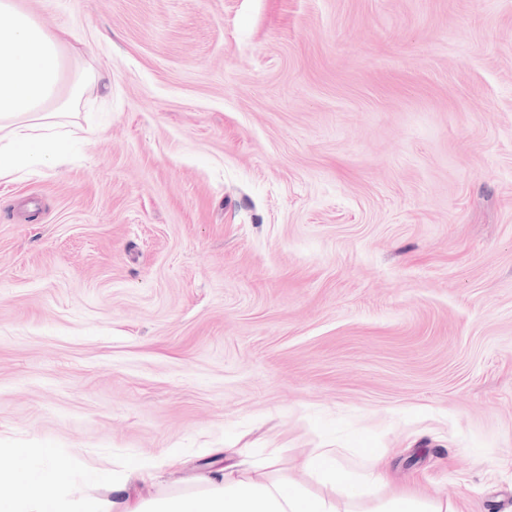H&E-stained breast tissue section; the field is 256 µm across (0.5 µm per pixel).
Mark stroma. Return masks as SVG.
<instances>
[{"mask_svg": "<svg viewBox=\"0 0 512 512\" xmlns=\"http://www.w3.org/2000/svg\"><path fill=\"white\" fill-rule=\"evenodd\" d=\"M18 3L102 79L0 182V446L512 512V0Z\"/></svg>", "mask_w": 512, "mask_h": 512, "instance_id": "obj_1", "label": "stroma"}]
</instances>
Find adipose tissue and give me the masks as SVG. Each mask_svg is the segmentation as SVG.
<instances>
[{"instance_id":"1","label":"adipose tissue","mask_w":512,"mask_h":512,"mask_svg":"<svg viewBox=\"0 0 512 512\" xmlns=\"http://www.w3.org/2000/svg\"><path fill=\"white\" fill-rule=\"evenodd\" d=\"M0 182L60 161L75 112L93 71H69L65 36L45 30L17 0H0ZM337 448H313L299 467L265 481L250 477L243 463L216 468L195 489L161 496L131 495L130 481L147 484L160 468L173 465L177 449L164 456L130 460L112 477L108 498L72 492L74 456L50 448H0V512H455L442 499L423 500L388 491L387 478L372 452L344 468ZM55 493H47V486Z\"/></svg>"}]
</instances>
